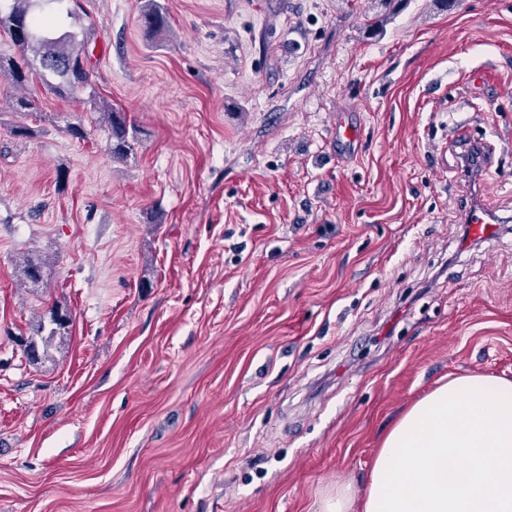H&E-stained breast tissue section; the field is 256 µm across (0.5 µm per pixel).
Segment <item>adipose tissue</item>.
Wrapping results in <instances>:
<instances>
[{
    "instance_id": "1",
    "label": "adipose tissue",
    "mask_w": 512,
    "mask_h": 512,
    "mask_svg": "<svg viewBox=\"0 0 512 512\" xmlns=\"http://www.w3.org/2000/svg\"><path fill=\"white\" fill-rule=\"evenodd\" d=\"M362 512H512V381L460 375L413 403L378 450Z\"/></svg>"
}]
</instances>
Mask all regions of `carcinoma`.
<instances>
[{
  "label": "carcinoma",
  "mask_w": 512,
  "mask_h": 512,
  "mask_svg": "<svg viewBox=\"0 0 512 512\" xmlns=\"http://www.w3.org/2000/svg\"><path fill=\"white\" fill-rule=\"evenodd\" d=\"M40 0H5L0 3V31L16 49L15 55L0 57V76L18 89H25L37 79L50 93L65 98L77 88L92 86L82 54L77 49L78 35L56 28V22L34 14ZM140 25L148 35L169 28L164 6L157 0H146L140 12ZM100 123L110 134L112 157L123 161L134 151L137 129L128 124L124 113L104 104L98 111ZM70 317L55 309L48 320H40L36 333H46L49 342L57 331L69 324ZM51 328H46V325Z\"/></svg>",
  "instance_id": "obj_1"
}]
</instances>
